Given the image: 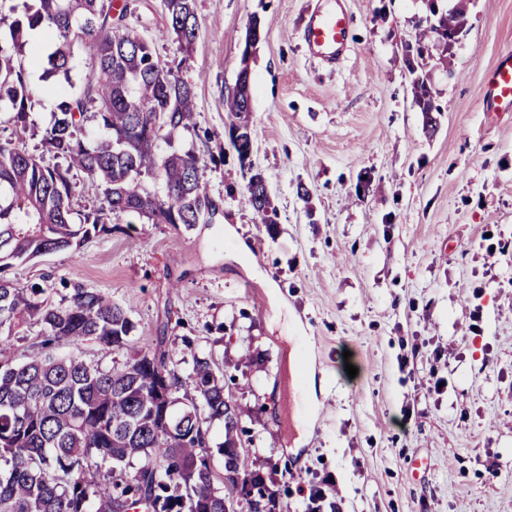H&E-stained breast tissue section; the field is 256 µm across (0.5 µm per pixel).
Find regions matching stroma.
Segmentation results:
<instances>
[{
    "label": "stroma",
    "mask_w": 512,
    "mask_h": 512,
    "mask_svg": "<svg viewBox=\"0 0 512 512\" xmlns=\"http://www.w3.org/2000/svg\"><path fill=\"white\" fill-rule=\"evenodd\" d=\"M313 3L195 0L184 55L163 0H131L129 28L194 89L181 147L205 160L218 213L190 231L124 216L9 276L64 305L78 285L112 296L133 343L165 336L182 372L186 336L235 367L250 459L288 512L317 488L321 512H512V112L479 102L512 49V0H471L451 68L428 38L432 134L402 62L425 0H346L354 41L332 71L302 38ZM255 20L246 169L224 98ZM40 58L27 50L38 132L58 103ZM255 171L275 223L244 202Z\"/></svg>",
    "instance_id": "1"
}]
</instances>
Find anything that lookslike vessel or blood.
I'll use <instances>...</instances> for the list:
<instances>
[{"instance_id": "b4317fda", "label": "vessel or blood", "mask_w": 512, "mask_h": 512, "mask_svg": "<svg viewBox=\"0 0 512 512\" xmlns=\"http://www.w3.org/2000/svg\"><path fill=\"white\" fill-rule=\"evenodd\" d=\"M304 40L309 54L336 67L351 49V27L343 0H323L306 18ZM498 112H512V52L497 64L482 94Z\"/></svg>"}]
</instances>
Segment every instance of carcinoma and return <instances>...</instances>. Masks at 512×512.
<instances>
[{"label": "carcinoma", "instance_id": "obj_1", "mask_svg": "<svg viewBox=\"0 0 512 512\" xmlns=\"http://www.w3.org/2000/svg\"><path fill=\"white\" fill-rule=\"evenodd\" d=\"M427 2L444 33H464L468 0L439 13ZM164 3L172 42L187 52L199 29L194 0ZM128 9L116 0H0V24L9 29L0 38V130L7 133L0 138V331L12 336L25 320L43 327L37 347L0 353V512H275L276 492L249 464L241 412L211 360L192 355L183 376L163 336L109 370L56 357L49 348L59 341L93 340L106 354L121 353L134 323L99 291L79 286L69 304L57 305L44 289L7 277L13 262L77 248L127 214L187 231L212 219L201 158L156 153L159 142L171 145L192 127L193 88L128 28ZM37 29L53 45L45 72L59 99L38 155L25 147L33 90L23 55ZM78 52L92 66L84 76L76 72ZM426 53L419 39L403 61L432 131L440 108L418 73ZM227 105L237 118L231 134L249 108L236 93ZM79 173L100 204L76 223ZM148 178L161 181L164 194L150 190ZM245 203L261 223H275L262 176L246 187ZM207 420L223 424L222 441H212ZM214 451L224 458L220 477L205 459Z\"/></svg>", "mask_w": 512, "mask_h": 512}]
</instances>
